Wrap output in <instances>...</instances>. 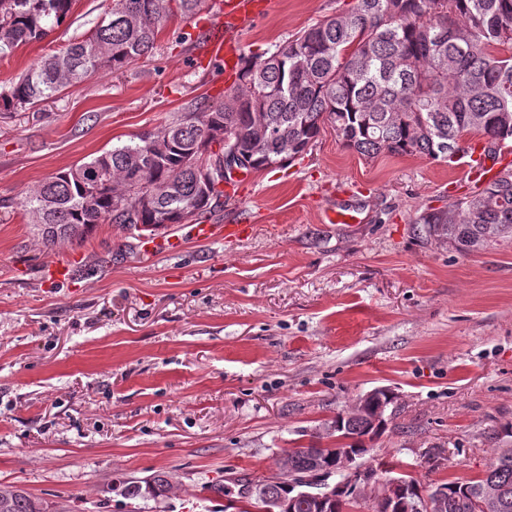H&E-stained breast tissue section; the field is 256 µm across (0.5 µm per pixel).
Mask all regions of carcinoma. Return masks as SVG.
<instances>
[{
	"label": "carcinoma",
	"instance_id": "1",
	"mask_svg": "<svg viewBox=\"0 0 512 512\" xmlns=\"http://www.w3.org/2000/svg\"><path fill=\"white\" fill-rule=\"evenodd\" d=\"M187 18L208 0H112L107 17L87 36L44 57L0 90V112H16L52 98L100 71L119 72L152 52L170 3ZM73 0H0V52L42 40L67 19ZM343 145L367 158L382 152L452 162L466 134L484 139L481 156L512 140V0H354L330 17L261 56L248 57L224 100L180 115L138 141L63 169L23 200L31 223L49 246L80 242L101 224L154 232L197 221L222 206L224 190L204 185L199 149L218 145L208 159L232 153L240 168L282 167L307 153L325 124ZM427 238L441 237L461 253L512 241V167H503L446 209L421 213ZM336 421L340 433L362 437L370 410L394 403L387 392ZM292 479L309 475L313 461L336 464L330 448L288 449ZM502 490L493 512H512V455L492 453L482 477L438 483L444 496L431 512H482L463 507L478 488ZM269 497L283 482L247 479ZM158 474L122 483L128 499L167 495ZM349 497L321 508L310 499L293 512H350ZM0 512H69V508L14 487L0 489Z\"/></svg>",
	"mask_w": 512,
	"mask_h": 512
}]
</instances>
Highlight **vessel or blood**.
Here are the masks:
<instances>
[{
  "instance_id": "b4317fda",
  "label": "vessel or blood",
  "mask_w": 512,
  "mask_h": 512,
  "mask_svg": "<svg viewBox=\"0 0 512 512\" xmlns=\"http://www.w3.org/2000/svg\"><path fill=\"white\" fill-rule=\"evenodd\" d=\"M272 0H216L214 11L203 22L202 48L190 63L203 68L214 63L222 64L227 81H234L244 57L236 33L248 22L264 16ZM246 224H196L193 236L200 241L226 240L248 233Z\"/></svg>"
}]
</instances>
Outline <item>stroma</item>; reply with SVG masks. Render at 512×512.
<instances>
[{"label":"stroma","instance_id":"1","mask_svg":"<svg viewBox=\"0 0 512 512\" xmlns=\"http://www.w3.org/2000/svg\"><path fill=\"white\" fill-rule=\"evenodd\" d=\"M353 0H274L240 33L255 56ZM110 0H74L41 41L0 54V88L92 32ZM166 18L157 47L54 99L0 114V488L72 512H224L238 479L271 475L283 449L323 441L373 389L396 400L364 463L380 480L482 476L492 433L512 427V243L462 254L413 219L472 187L465 156L362 157L324 128L281 168L248 173L215 224L247 236L145 255L140 232L102 224L82 245L45 247L21 206L46 178L217 102L222 67L189 69ZM358 220L329 224L326 209ZM73 260L48 285L51 259ZM444 451L429 470L423 454ZM165 473L166 498L127 499L113 481ZM223 492H216V485Z\"/></svg>","mask_w":512,"mask_h":512}]
</instances>
